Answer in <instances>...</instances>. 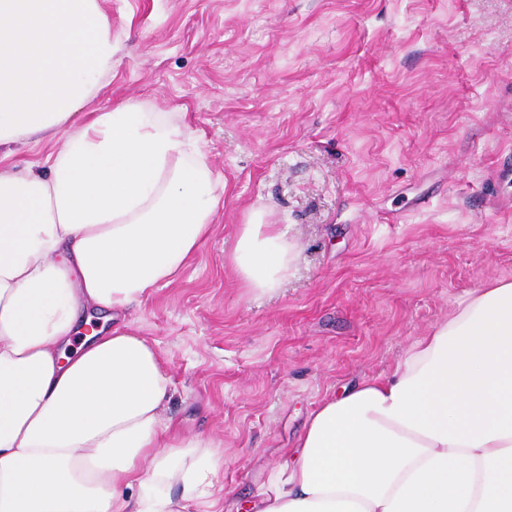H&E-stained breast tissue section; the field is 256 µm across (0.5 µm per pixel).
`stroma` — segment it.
Segmentation results:
<instances>
[{
	"instance_id": "stroma-1",
	"label": "stroma",
	"mask_w": 512,
	"mask_h": 512,
	"mask_svg": "<svg viewBox=\"0 0 512 512\" xmlns=\"http://www.w3.org/2000/svg\"><path fill=\"white\" fill-rule=\"evenodd\" d=\"M87 106L184 117L224 184L180 278L124 315L167 415L212 439L225 512L278 476L311 413L389 376L465 293L512 278V0H104ZM300 241L272 295L231 263L254 211Z\"/></svg>"
}]
</instances>
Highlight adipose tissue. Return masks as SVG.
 Wrapping results in <instances>:
<instances>
[{"label":"adipose tissue","mask_w":512,"mask_h":512,"mask_svg":"<svg viewBox=\"0 0 512 512\" xmlns=\"http://www.w3.org/2000/svg\"><path fill=\"white\" fill-rule=\"evenodd\" d=\"M101 0H0V512H181L222 460L170 439L171 378L117 327L212 231L218 182L179 118L87 104L109 83ZM296 240L253 213L232 256L277 291ZM98 329H91L92 320ZM252 512H512V279L466 293L391 376L324 400Z\"/></svg>","instance_id":"adipose-tissue-1"}]
</instances>
